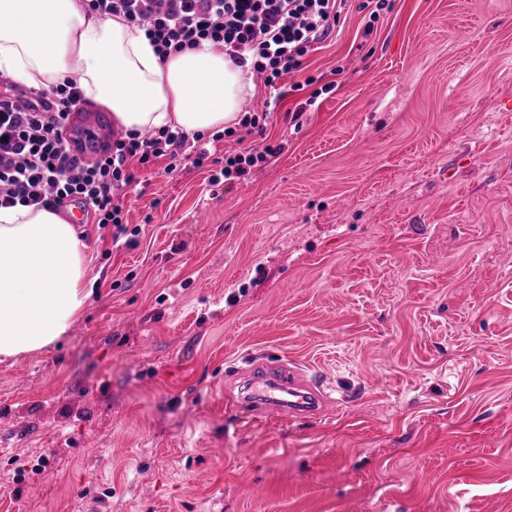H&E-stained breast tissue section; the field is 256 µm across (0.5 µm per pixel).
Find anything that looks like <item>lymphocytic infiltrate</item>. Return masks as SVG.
Masks as SVG:
<instances>
[{
  "label": "lymphocytic infiltrate",
  "instance_id": "obj_1",
  "mask_svg": "<svg viewBox=\"0 0 512 512\" xmlns=\"http://www.w3.org/2000/svg\"><path fill=\"white\" fill-rule=\"evenodd\" d=\"M89 16L122 17L143 31L160 59L210 42L233 64L275 87L304 68L306 56L325 42L343 12L361 13L372 34L388 0H83ZM24 108L0 100V207L55 210L71 201L114 228L113 246L128 232L123 198L134 176L131 162L166 159V172L200 168L210 154L180 130L149 135L122 133L103 147V159L85 166L71 154L59 129L84 97L73 78L43 88L28 87ZM280 146L264 145L224 155L225 183L246 178Z\"/></svg>",
  "mask_w": 512,
  "mask_h": 512
}]
</instances>
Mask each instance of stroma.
I'll list each match as a JSON object with an SVG mask.
<instances>
[{
    "label": "stroma",
    "mask_w": 512,
    "mask_h": 512,
    "mask_svg": "<svg viewBox=\"0 0 512 512\" xmlns=\"http://www.w3.org/2000/svg\"><path fill=\"white\" fill-rule=\"evenodd\" d=\"M391 4L282 78L247 179L215 141L135 169L136 247L77 225L83 313L0 361V512H512V0ZM289 360L334 402L238 424ZM281 151V145L246 147L224 154V168L220 174L224 178V184H233L235 181L245 179L259 164L267 163Z\"/></svg>",
    "instance_id": "stroma-1"
}]
</instances>
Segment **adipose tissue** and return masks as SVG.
Returning <instances> with one entry per match:
<instances>
[{"label": "adipose tissue", "mask_w": 512, "mask_h": 512, "mask_svg": "<svg viewBox=\"0 0 512 512\" xmlns=\"http://www.w3.org/2000/svg\"><path fill=\"white\" fill-rule=\"evenodd\" d=\"M0 72L48 86L80 76L85 99L124 131L194 134L236 119L244 75L206 44L160 60L144 33L119 17L88 16L81 0H0ZM86 243L55 211L0 209V358L48 348L65 336L91 292Z\"/></svg>", "instance_id": "ef3b65f1"}]
</instances>
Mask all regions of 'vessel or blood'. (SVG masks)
Wrapping results in <instances>:
<instances>
[{"label":"vessel or blood","instance_id":"1","mask_svg":"<svg viewBox=\"0 0 512 512\" xmlns=\"http://www.w3.org/2000/svg\"><path fill=\"white\" fill-rule=\"evenodd\" d=\"M117 127L101 125L92 118L90 106L82 104L72 112L62 131L68 144H81L79 158L94 162L100 158V144L110 142ZM255 393L261 399V411L268 416L283 414L295 419L315 418L321 415L322 405L329 392L320 377L309 375L297 364L282 366L276 363L263 367L254 377Z\"/></svg>","mask_w":512,"mask_h":512}]
</instances>
